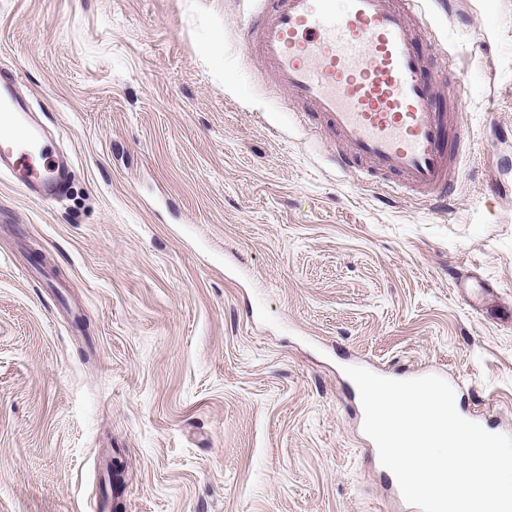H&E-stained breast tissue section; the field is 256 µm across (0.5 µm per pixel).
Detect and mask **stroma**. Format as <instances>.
Instances as JSON below:
<instances>
[{
  "mask_svg": "<svg viewBox=\"0 0 512 512\" xmlns=\"http://www.w3.org/2000/svg\"><path fill=\"white\" fill-rule=\"evenodd\" d=\"M256 0H0L70 160L0 175V512H410L344 369L462 381L512 436V0H423L464 80L447 211L336 167L243 45ZM80 309L86 329L73 324Z\"/></svg>",
  "mask_w": 512,
  "mask_h": 512,
  "instance_id": "35a3bbf8",
  "label": "stroma"
}]
</instances>
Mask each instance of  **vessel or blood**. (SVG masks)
<instances>
[{
    "instance_id": "vessel-or-blood-1",
    "label": "vessel or blood",
    "mask_w": 512,
    "mask_h": 512,
    "mask_svg": "<svg viewBox=\"0 0 512 512\" xmlns=\"http://www.w3.org/2000/svg\"><path fill=\"white\" fill-rule=\"evenodd\" d=\"M247 52L291 102L336 135L337 167L367 164L447 208L449 173L470 147L461 119L434 107L439 66L418 49V0H260ZM0 173L28 193L62 195L67 173L12 83L0 81Z\"/></svg>"
}]
</instances>
